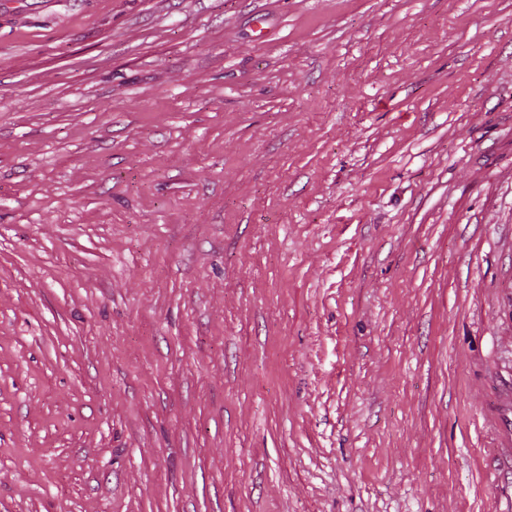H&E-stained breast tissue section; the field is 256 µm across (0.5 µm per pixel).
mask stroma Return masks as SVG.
Masks as SVG:
<instances>
[{
    "mask_svg": "<svg viewBox=\"0 0 512 512\" xmlns=\"http://www.w3.org/2000/svg\"><path fill=\"white\" fill-rule=\"evenodd\" d=\"M512 0H0V512H512Z\"/></svg>",
    "mask_w": 512,
    "mask_h": 512,
    "instance_id": "stroma-1",
    "label": "stroma"
}]
</instances>
